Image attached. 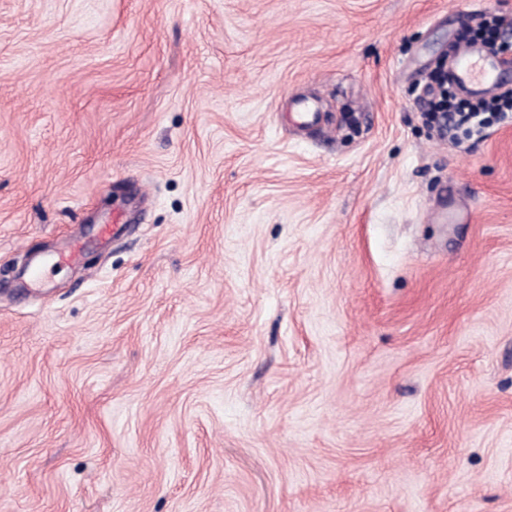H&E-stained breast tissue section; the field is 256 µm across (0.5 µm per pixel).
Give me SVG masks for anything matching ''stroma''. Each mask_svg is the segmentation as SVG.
Segmentation results:
<instances>
[{
	"mask_svg": "<svg viewBox=\"0 0 512 512\" xmlns=\"http://www.w3.org/2000/svg\"><path fill=\"white\" fill-rule=\"evenodd\" d=\"M489 14L0 0V512H512V115L418 104Z\"/></svg>",
	"mask_w": 512,
	"mask_h": 512,
	"instance_id": "1",
	"label": "stroma"
}]
</instances>
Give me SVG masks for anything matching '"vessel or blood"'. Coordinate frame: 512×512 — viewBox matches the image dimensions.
Instances as JSON below:
<instances>
[{"label": "vessel or blood", "mask_w": 512, "mask_h": 512, "mask_svg": "<svg viewBox=\"0 0 512 512\" xmlns=\"http://www.w3.org/2000/svg\"><path fill=\"white\" fill-rule=\"evenodd\" d=\"M449 70L461 91L479 95L503 86L512 78V58L487 55L475 47L464 46L452 54Z\"/></svg>", "instance_id": "obj_1"}]
</instances>
